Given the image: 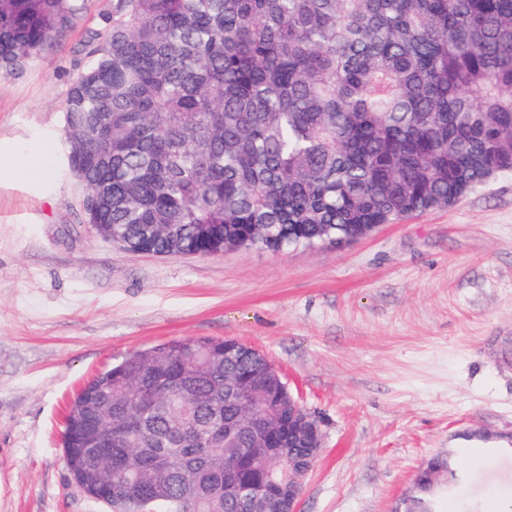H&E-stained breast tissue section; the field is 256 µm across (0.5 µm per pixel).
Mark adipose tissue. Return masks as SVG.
<instances>
[{
  "label": "adipose tissue",
  "mask_w": 512,
  "mask_h": 512,
  "mask_svg": "<svg viewBox=\"0 0 512 512\" xmlns=\"http://www.w3.org/2000/svg\"><path fill=\"white\" fill-rule=\"evenodd\" d=\"M52 142L33 148L15 140L0 139V186L16 182L48 186L57 177Z\"/></svg>",
  "instance_id": "obj_1"
}]
</instances>
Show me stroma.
<instances>
[{
  "label": "stroma",
  "mask_w": 512,
  "mask_h": 512,
  "mask_svg": "<svg viewBox=\"0 0 512 512\" xmlns=\"http://www.w3.org/2000/svg\"><path fill=\"white\" fill-rule=\"evenodd\" d=\"M83 30L0 81V138H62ZM83 184L0 186V512H104L71 481L77 391L124 355L235 338L325 421L300 512H391L419 466L462 475L439 512L512 496V173L341 245L153 256L99 238Z\"/></svg>",
  "instance_id": "1"
}]
</instances>
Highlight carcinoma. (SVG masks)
I'll return each instance as SVG.
<instances>
[{"mask_svg":"<svg viewBox=\"0 0 512 512\" xmlns=\"http://www.w3.org/2000/svg\"><path fill=\"white\" fill-rule=\"evenodd\" d=\"M0 0V79L85 27L70 83L72 171L112 237L161 253L315 247L361 224L457 204L512 172V0ZM210 345L207 367L190 351ZM242 378L275 407L284 380L249 347L187 337L133 351L88 381L64 459L92 462L86 433L112 402V459L142 449L174 472L165 512H238L224 449Z\"/></svg>","mask_w":512,"mask_h":512,"instance_id":"carcinoma-1","label":"carcinoma"}]
</instances>
